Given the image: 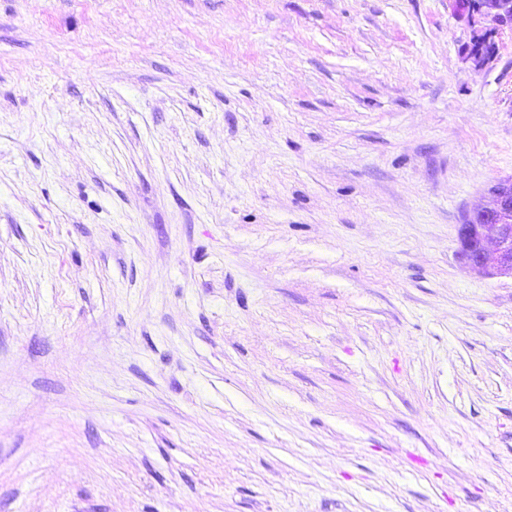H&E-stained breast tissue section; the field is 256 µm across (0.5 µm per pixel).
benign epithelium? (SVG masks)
<instances>
[{"instance_id":"1","label":"benign epithelium","mask_w":512,"mask_h":512,"mask_svg":"<svg viewBox=\"0 0 512 512\" xmlns=\"http://www.w3.org/2000/svg\"><path fill=\"white\" fill-rule=\"evenodd\" d=\"M452 13L472 28L464 59L482 68L497 55L495 36L512 29V0H449ZM461 256L474 271L487 276H512V174L488 189V201L466 214L459 225Z\"/></svg>"}]
</instances>
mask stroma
Returning <instances> with one entry per match:
<instances>
[{"mask_svg":"<svg viewBox=\"0 0 512 512\" xmlns=\"http://www.w3.org/2000/svg\"><path fill=\"white\" fill-rule=\"evenodd\" d=\"M448 0H0V512H512V30ZM452 13L466 19L472 28L470 42L463 49L464 59L475 68L493 62L497 55L495 36L512 29V0H448ZM458 236L461 256L474 271L512 277V174L488 189V201L465 215Z\"/></svg>","mask_w":512,"mask_h":512,"instance_id":"1","label":"stroma"}]
</instances>
